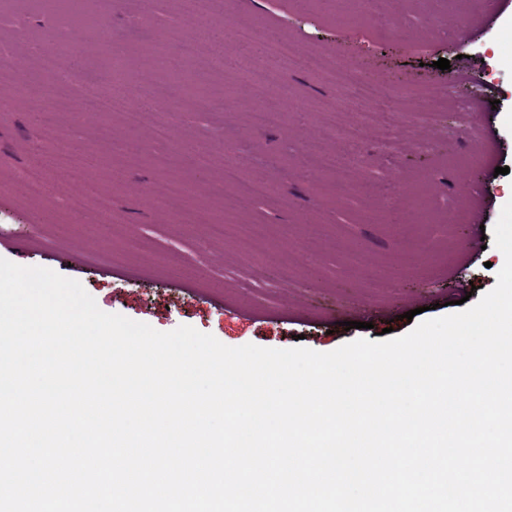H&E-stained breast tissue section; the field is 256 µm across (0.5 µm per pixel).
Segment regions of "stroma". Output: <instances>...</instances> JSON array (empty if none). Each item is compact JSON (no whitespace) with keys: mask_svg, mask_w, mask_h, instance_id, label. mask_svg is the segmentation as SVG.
Wrapping results in <instances>:
<instances>
[{"mask_svg":"<svg viewBox=\"0 0 512 512\" xmlns=\"http://www.w3.org/2000/svg\"><path fill=\"white\" fill-rule=\"evenodd\" d=\"M99 29L86 42L74 21L40 12L37 0H0V73L31 83L29 94L0 112V258L39 266L79 281L107 313L169 332L189 325L231 347L255 344L286 349L304 346L330 352L365 338L383 339V329L400 337L411 331L406 312L425 318L454 313L455 301H479L494 288L504 255L493 228L512 195V4L502 0H111L97 11L85 0ZM392 36H384L385 26ZM251 30V42L233 40L229 28ZM284 39L302 54L346 63L355 57L401 73L414 92L409 103H388L395 134L365 135L358 153L319 174L300 161L313 146L341 153L326 108L340 109V124L357 120L364 105L313 72L270 69L263 54L267 36ZM195 42L197 57L222 41L223 64L202 81L207 107L178 91L175 72L190 68L177 38ZM76 57L81 71H97L113 48L130 63L132 88L154 99L151 118L169 123L170 138L150 127H128L120 113L82 117L75 138L99 164L94 177L112 196V221L100 223L92 202L63 192L67 178L54 163L59 129L70 114L55 112L38 79L35 47ZM450 70L435 68L439 59ZM267 76L279 95L278 125H252L246 106L228 110L227 97L250 94ZM479 87L471 96L469 87ZM454 91L458 103H482L473 122L448 135L427 125L418 112L436 107ZM136 140L112 178L113 158L102 152L100 133ZM492 138L493 158L481 144ZM209 151V166L193 156ZM166 156L167 169L154 160ZM44 160L60 191L33 201L22 190L25 171ZM242 178L275 183L273 194L241 200L234 186L214 197L225 164ZM352 186L338 193L344 179ZM190 184L191 195L166 206L152 197L168 181ZM480 196L478 216L460 215V193ZM263 224L267 235L243 255L233 238L218 242L207 224L224 219ZM71 227L66 245H56L53 225ZM141 242L139 253L103 265L95 254L119 248L125 236ZM484 249L464 255L471 241ZM369 258L368 273L351 264Z\"/></svg>","mask_w":512,"mask_h":512,"instance_id":"obj_1","label":"stroma"}]
</instances>
